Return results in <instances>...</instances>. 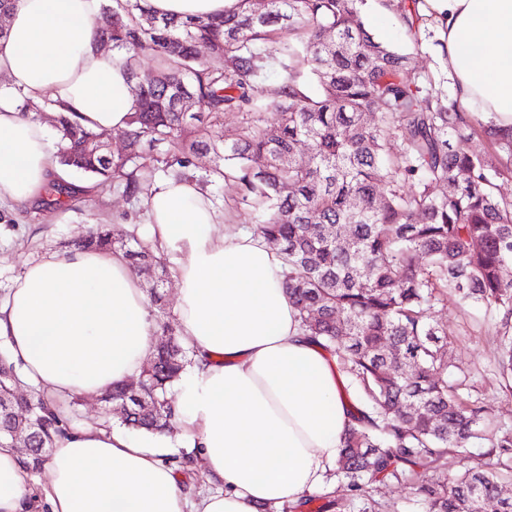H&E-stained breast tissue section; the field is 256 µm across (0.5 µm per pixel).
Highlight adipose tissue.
I'll use <instances>...</instances> for the list:
<instances>
[{
	"label": "adipose tissue",
	"mask_w": 512,
	"mask_h": 512,
	"mask_svg": "<svg viewBox=\"0 0 512 512\" xmlns=\"http://www.w3.org/2000/svg\"><path fill=\"white\" fill-rule=\"evenodd\" d=\"M161 17L221 15L238 0H147ZM104 0H16L0 37V201L41 194L56 170L47 127L20 99L52 96L98 131L126 128L136 97L102 47ZM466 112L512 126V0H421ZM150 237L177 275L180 334L197 354L181 385L177 434L81 425L54 442L49 512H281L324 484L349 423L336 363L305 336L282 261L226 224L197 186L167 181L144 201ZM154 321L122 254L78 250L31 262L0 300V336L25 379L64 402L136 377ZM193 448L210 490L191 498L165 451ZM21 456L0 444V512H31Z\"/></svg>",
	"instance_id": "ef3b65f1"
}]
</instances>
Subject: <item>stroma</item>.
Returning a JSON list of instances; mask_svg holds the SVG:
<instances>
[{
  "label": "stroma",
  "instance_id": "stroma-1",
  "mask_svg": "<svg viewBox=\"0 0 512 512\" xmlns=\"http://www.w3.org/2000/svg\"><path fill=\"white\" fill-rule=\"evenodd\" d=\"M362 15L374 37L406 55L409 67L443 82L446 90H453L454 80L441 59L435 28H426L421 40H414L383 0H366ZM144 220L142 202L115 190L63 211L49 209L40 199L28 205L0 203V297L8 293L30 260L64 252L67 243L85 234L90 225L107 224L115 234L143 240L147 237ZM436 317L452 341V361L470 375L472 398L512 425V390L503 387L498 372L499 338L494 317L474 308L461 311L453 302L437 311ZM359 506L364 512H423L407 481L374 485Z\"/></svg>",
  "mask_w": 512,
  "mask_h": 512
}]
</instances>
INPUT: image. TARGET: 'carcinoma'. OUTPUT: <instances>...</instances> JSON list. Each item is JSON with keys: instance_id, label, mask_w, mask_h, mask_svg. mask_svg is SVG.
I'll list each match as a JSON object with an SVG mask.
<instances>
[{"instance_id": "carcinoma-1", "label": "carcinoma", "mask_w": 512, "mask_h": 512, "mask_svg": "<svg viewBox=\"0 0 512 512\" xmlns=\"http://www.w3.org/2000/svg\"><path fill=\"white\" fill-rule=\"evenodd\" d=\"M417 0H397L401 24L418 38ZM364 0H238L222 17L159 18L146 0H107L100 39L125 53L137 105L110 159L84 128L56 111L51 98L24 101L21 112L56 113L53 157L90 175L99 194L120 189L145 197L166 180H192L201 191L232 182L257 214L251 232L279 248L286 287L307 338L336 359L339 398L350 417L333 475L350 498L388 480H413L426 512H512L498 472L445 471L471 439L512 455V429L486 405L469 403L464 370L448 360L451 341L433 310L456 298L500 315L498 370L512 382V198L496 180L512 177V129L461 112L427 75L366 29ZM205 44L221 62L197 56ZM155 60L141 74L138 59ZM281 71L266 83L272 67ZM307 72L310 93L299 82ZM279 117L268 126L256 117ZM226 112L249 118L224 136L192 121L219 125ZM481 131L493 155L453 147ZM210 155L199 173L197 159ZM54 205L86 201L85 191L53 179ZM124 250L131 265L163 266L140 241L130 246L99 225L74 249ZM368 267L372 274L361 276ZM147 296L169 336L136 382L111 386L102 401L131 404L119 425L170 431L178 416L172 389L195 362L176 334L159 291ZM412 403L415 412L402 414ZM24 381L0 354V441L24 425L35 475L56 437L76 424ZM194 484V453L165 458ZM425 473L418 472V469Z\"/></svg>"}]
</instances>
